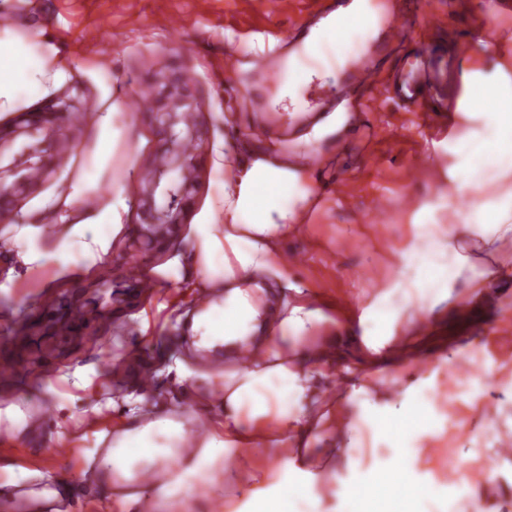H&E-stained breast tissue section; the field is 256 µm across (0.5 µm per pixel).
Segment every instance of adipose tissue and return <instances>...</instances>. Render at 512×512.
<instances>
[{
  "mask_svg": "<svg viewBox=\"0 0 512 512\" xmlns=\"http://www.w3.org/2000/svg\"><path fill=\"white\" fill-rule=\"evenodd\" d=\"M376 17L366 0H354L340 25L313 31L304 55L318 52L347 63L351 45L366 41ZM463 58L474 53L496 57L493 70L467 68L465 102L459 112L476 121V128L452 140L455 168L464 175L454 192L443 197L448 242L461 229L483 226L484 249L496 252L512 241V59L501 43L491 39L464 42ZM47 63L21 40L0 44V99L35 97L45 89ZM224 166V217L219 224H199L186 260L189 290L224 291L222 304L193 318L198 346H223V437L198 436L185 422L167 416L143 421L137 411L112 429V446L100 460L102 485L111 493L116 512H132L141 503L144 474L154 475L155 497L169 499L193 491L200 475L223 485L234 497L268 499L263 512H317L322 495L347 504L360 496V481L342 482L328 460L347 458L354 450V433L366 426L394 452L393 460L375 469L372 479L387 483L399 477L411 494L439 498L441 487L431 467L440 454L427 439L440 431V396L435 376L423 377L418 364L425 335L436 329L431 309L417 297L407 299L405 329L388 311L367 309L362 325L371 334L355 337L351 323H339L320 342L309 330L324 322L322 310L310 301L282 299L271 283L282 266V241L294 232L313 184L307 174L266 159L246 160L227 152ZM497 180V195L485 199V171ZM476 198L472 211L460 210L457 196ZM120 215L102 210L95 223L68 225L69 235L81 238L85 252L96 259L107 253L108 231L119 230ZM338 369L340 389L327 402L321 375ZM384 372L406 377L407 384L392 400L370 393ZM363 395L365 408L355 419L338 414L339 403ZM166 432L165 445L154 437ZM274 449L280 464L274 471L259 467L250 450L256 442Z\"/></svg>",
  "mask_w": 512,
  "mask_h": 512,
  "instance_id": "1",
  "label": "adipose tissue"
}]
</instances>
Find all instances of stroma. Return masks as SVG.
Masks as SVG:
<instances>
[{"label":"stroma","mask_w":512,"mask_h":512,"mask_svg":"<svg viewBox=\"0 0 512 512\" xmlns=\"http://www.w3.org/2000/svg\"><path fill=\"white\" fill-rule=\"evenodd\" d=\"M0 0V41L23 39L49 65H61L47 92L0 109L6 123L31 112L70 86L79 87L87 103L65 131L73 153L50 154L49 178L21 201L13 222L0 223V409L16 406L33 416L35 427L21 435L0 424V484L42 489L50 473L81 491L74 512H114L112 497L98 485L96 463L111 447L110 432L125 412L127 397H141L143 407L167 405V414L210 433L221 410L217 399L224 384V349L200 352L185 336L187 313L198 301L185 292V256L193 225L217 223L225 171L218 154L225 145L301 166L309 154L327 155L320 192L303 217L299 233L290 235L285 253L299 262L288 266L285 283L302 289L326 316L312 331L325 336L335 323L362 314L375 300L386 308H403L406 291L426 287L432 272L455 269L443 247L440 228L413 221L416 209L429 205L439 213L441 196L452 187L454 165L449 142L473 128L464 114L447 117L407 108L386 84L392 83L403 57L413 48L456 58L458 42L480 29L492 39L512 43V0H497L496 14L477 0H422L412 33L377 58L382 87L369 93L361 114L375 135L368 143L338 134L335 120L314 127L280 122L270 125L250 89L251 62L274 52L275 33L287 31L310 11L314 0ZM234 54L240 68L226 74L224 57ZM192 72L203 103L210 148L201 161V179L189 205L188 222L171 239L153 245L142 259L128 255L138 230L136 201L143 162L160 146L158 129L144 105L142 91L157 74ZM117 131L109 153L96 136L100 117ZM349 168L350 186L336 180ZM83 194L73 206L61 201L74 185ZM114 204L123 227L101 260L88 258L80 241L66 253L57 244L69 224L94 223L106 204ZM19 224L36 225L26 243L37 260L14 268ZM470 266L446 300L427 295L426 304L445 313L460 302L462 285L473 270L494 266L497 257L476 245L474 235L460 243ZM159 280L151 296L140 283ZM448 341L435 358L461 352L477 375L449 379L438 369L453 411L437 447L453 449L467 468L483 470L484 439L512 436V283L469 320L444 323ZM196 401L181 400L176 371ZM157 390L143 395L144 375ZM65 429L66 452L54 446ZM226 491L212 485L196 496L178 494L170 504L153 500L152 512H224Z\"/></svg>","instance_id":"35a3bbf8"}]
</instances>
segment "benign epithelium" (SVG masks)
I'll use <instances>...</instances> for the list:
<instances>
[{"instance_id": "7a95c632", "label": "benign epithelium", "mask_w": 512, "mask_h": 512, "mask_svg": "<svg viewBox=\"0 0 512 512\" xmlns=\"http://www.w3.org/2000/svg\"><path fill=\"white\" fill-rule=\"evenodd\" d=\"M158 90L148 101L161 136L160 162L144 172L137 206L142 214L136 242L149 245L165 240L186 223L187 205L199 183L198 158L209 145L206 123L186 120L201 111L189 83L182 78L161 76ZM83 93L68 88L37 115L21 114L8 123H0V223L12 219L13 203L26 197L35 182L28 170L37 165L48 171L43 153L56 148L61 121L82 111Z\"/></svg>"}]
</instances>
